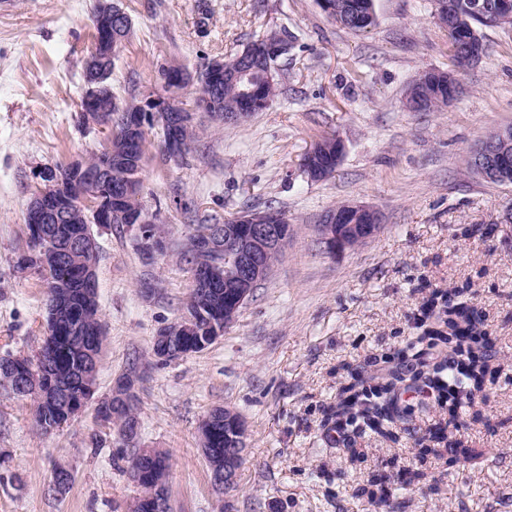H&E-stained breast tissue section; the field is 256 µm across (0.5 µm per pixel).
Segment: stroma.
Segmentation results:
<instances>
[{
	"label": "stroma",
	"mask_w": 512,
	"mask_h": 512,
	"mask_svg": "<svg viewBox=\"0 0 512 512\" xmlns=\"http://www.w3.org/2000/svg\"><path fill=\"white\" fill-rule=\"evenodd\" d=\"M132 30L112 70L121 98L159 89L157 71H193L276 31L293 46L276 62L277 94L245 121L195 115L183 157L148 127L140 204L162 231L149 254L138 228L92 225L106 343L96 394L129 360L140 384L141 442L166 451L172 512H376L362 492L384 479L398 512H512V185L466 165L480 140L512 125V27L485 29L486 54L460 75L456 99L411 112L405 89L423 70H448L436 0H374L377 23L355 33L317 0H119ZM95 0H0V355L35 356L48 334L46 282L17 272L37 173L90 157L103 134L78 122L83 66L94 44ZM345 146L333 177L312 181L301 159L320 135ZM345 203L375 208L381 229L329 255L318 228ZM280 212L293 234L236 322L204 352L156 367L150 348L178 320L193 288L183 247L197 225ZM463 289L492 342L474 406L413 402L398 441L374 433L332 439L327 410L358 367L410 354L422 304ZM228 406L247 422L240 492L225 505L210 481L199 425ZM443 431L435 444L431 436ZM482 452L476 465L456 447ZM116 428L93 408L44 433L32 400L0 384V512H128L140 489ZM74 481L50 486L57 465Z\"/></svg>",
	"instance_id": "1"
}]
</instances>
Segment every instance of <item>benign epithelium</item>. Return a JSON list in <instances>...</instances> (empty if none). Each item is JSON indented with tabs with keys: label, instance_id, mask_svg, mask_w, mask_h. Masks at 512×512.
I'll list each match as a JSON object with an SVG mask.
<instances>
[{
	"label": "benign epithelium",
	"instance_id": "1",
	"mask_svg": "<svg viewBox=\"0 0 512 512\" xmlns=\"http://www.w3.org/2000/svg\"><path fill=\"white\" fill-rule=\"evenodd\" d=\"M475 12L486 10L493 14V24H512V0H494L491 4L475 2ZM438 15L448 16V29L468 45L470 53L466 64L474 65L483 58L480 38L474 29L460 26L462 16L456 14L453 0H438ZM131 21L118 6L117 0H97L94 13V45L84 62L82 107L79 113L80 123L88 128H95L112 134V127L119 124L123 132V147L113 149V139L106 141L105 148L98 154L94 164L74 160L63 168L44 167L38 177L42 187L32 197L25 215L28 238L32 250L28 253L34 261L42 266L53 264L65 266L75 261L77 256H89L95 250L96 241L91 233L92 224H128L145 230L151 220L142 208L133 204L139 196L137 178L130 177L123 169L135 161L138 150L146 135V127L159 125L164 132V148L168 155L177 157L182 149V131L195 121V112L202 111L206 103L201 102L189 110L179 103V91L194 79L187 70L176 65L165 67L160 90L136 97V108L120 113L103 103L112 101L110 78L115 60L112 42V30L128 29ZM283 51L281 44H266L255 51L247 53L241 69L234 77L245 83L243 94L246 111L224 114V122H240L249 116V111L265 103L262 90L255 84L253 72L264 70L263 81H273L270 58ZM209 82L206 95L212 100L224 84V65L211 60L204 68ZM512 149V126L497 131V136L489 142L478 144L470 154L478 175L485 179H508V171L501 166L500 157ZM286 220L282 215L268 211L266 213H244L230 218L222 224H210L196 233L194 251L198 256L196 265L195 290L203 302L209 304L213 319L210 320L207 336L214 343L224 335V328L233 324L239 310L248 301L250 290L261 282L268 270L266 260L274 252H280L288 243V231L282 229ZM66 228L57 230V225ZM379 231L377 212L366 205H342L328 212L320 226V239L331 254L343 250L347 239L366 241ZM221 250L224 261L218 263L208 255ZM76 290L70 286L63 287L55 295L49 318L52 333L82 336L80 315L82 308L97 300L95 268L88 261L84 262ZM234 280L238 288L234 295L224 299L220 308L210 302L218 298L224 288V277ZM71 311L72 322L63 330L57 325V309ZM197 320L190 314L162 328L155 336L151 355L154 360L169 358L175 360L194 354V347L185 338L198 333ZM140 381V372L135 370L116 378L112 387V397L104 402L112 403V408L131 404L136 396ZM93 396L75 393L67 385L58 381L52 385L48 401L61 405L77 414L81 413ZM224 425L227 439L224 440V466H214L210 471L212 487L226 497H232L239 489L238 473L247 453V422L234 409L216 408L210 411L200 424L202 453L210 454L207 435ZM169 461L157 456L150 457V462L141 470L130 475L135 484L147 478L154 486V494L147 498H137L130 507V512H166L169 507L168 477Z\"/></svg>",
	"mask_w": 512,
	"mask_h": 512
}]
</instances>
